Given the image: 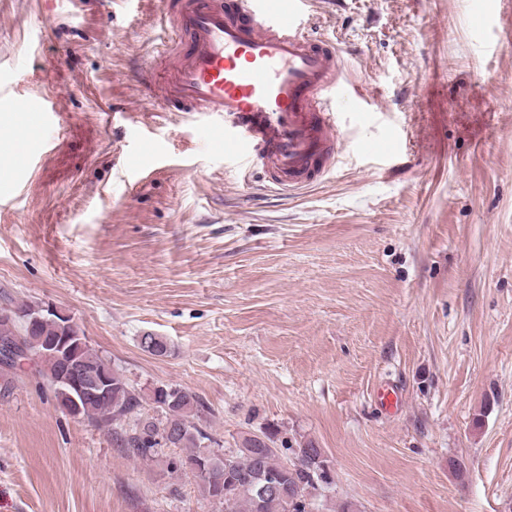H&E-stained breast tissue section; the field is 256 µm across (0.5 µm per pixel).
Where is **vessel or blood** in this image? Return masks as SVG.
Here are the masks:
<instances>
[{"mask_svg":"<svg viewBox=\"0 0 512 512\" xmlns=\"http://www.w3.org/2000/svg\"><path fill=\"white\" fill-rule=\"evenodd\" d=\"M311 0H165L172 28L164 55L138 80L161 112H212L223 129L204 127L247 171L262 169L270 188L314 185L341 153L343 112H365L366 99L343 80V51L309 31ZM23 111L48 124V99Z\"/></svg>","mask_w":512,"mask_h":512,"instance_id":"b4317fda","label":"vessel or blood"}]
</instances>
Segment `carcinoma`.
<instances>
[{
	"label": "carcinoma",
	"mask_w": 512,
	"mask_h": 512,
	"mask_svg": "<svg viewBox=\"0 0 512 512\" xmlns=\"http://www.w3.org/2000/svg\"><path fill=\"white\" fill-rule=\"evenodd\" d=\"M19 311L11 323L0 320V342L20 335L31 319L37 320L36 329L23 337L22 345L32 354L40 340L64 335L59 318L49 317L47 310L23 305ZM74 351L80 367L112 375L107 396H85L70 389L61 381L64 370L59 362H43L41 376L58 401H77L83 418L111 430L130 457L152 460L163 448L182 449L183 454L169 459L167 469L194 473L208 497L223 500L224 512H313L309 490L328 482L327 459L315 441L297 440L292 445L279 432L266 431L260 441L244 437L237 448L227 450L192 425L191 414L204 408L195 394L173 385L143 394L86 339L75 340ZM148 401L159 417H142ZM284 449L296 459L290 466L281 461Z\"/></svg>",
	"instance_id": "cac0c4a2"
}]
</instances>
